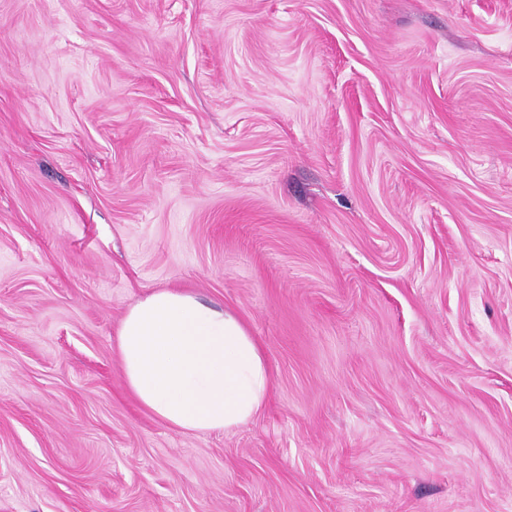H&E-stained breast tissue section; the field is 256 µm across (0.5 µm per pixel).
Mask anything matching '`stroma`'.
<instances>
[{
    "instance_id": "stroma-1",
    "label": "stroma",
    "mask_w": 512,
    "mask_h": 512,
    "mask_svg": "<svg viewBox=\"0 0 512 512\" xmlns=\"http://www.w3.org/2000/svg\"><path fill=\"white\" fill-rule=\"evenodd\" d=\"M159 288L248 423L127 390ZM0 512H512V0H0ZM128 391L182 433L225 432L260 412L271 374L233 312L174 288L138 300L116 330Z\"/></svg>"
}]
</instances>
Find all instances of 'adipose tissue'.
<instances>
[{"mask_svg":"<svg viewBox=\"0 0 512 512\" xmlns=\"http://www.w3.org/2000/svg\"><path fill=\"white\" fill-rule=\"evenodd\" d=\"M128 391L182 433L225 432L260 412L271 374L233 312L174 288L138 300L116 330Z\"/></svg>","mask_w":512,"mask_h":512,"instance_id":"obj_1","label":"adipose tissue"}]
</instances>
